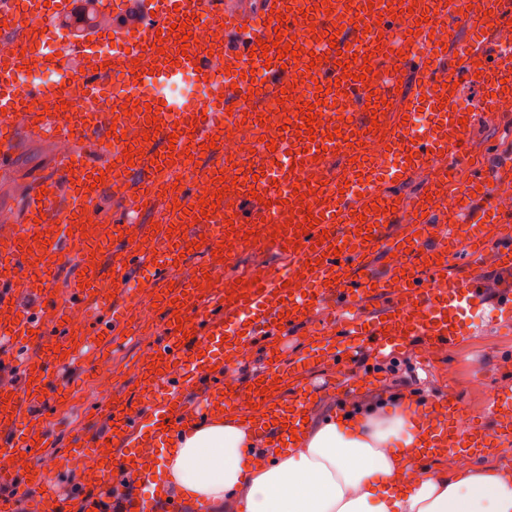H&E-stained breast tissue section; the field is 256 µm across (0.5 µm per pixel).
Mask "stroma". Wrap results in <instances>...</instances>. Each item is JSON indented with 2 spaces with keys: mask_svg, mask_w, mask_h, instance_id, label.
<instances>
[{
  "mask_svg": "<svg viewBox=\"0 0 512 512\" xmlns=\"http://www.w3.org/2000/svg\"><path fill=\"white\" fill-rule=\"evenodd\" d=\"M468 153L469 161L448 162L451 189L464 187L471 173V161L491 162L512 154V112L495 117L478 115L468 134ZM59 159L58 145L52 137L17 132L10 158L6 166L0 167V215L18 211L35 180L52 172ZM474 321L476 332L465 344L443 349L424 363L415 347H408L403 357L411 369L401 379L379 372L373 385L353 394L329 387L335 373L333 367L313 369L308 380L318 387L319 393L311 422L334 413L355 412L372 403L397 399L426 401L452 390L474 419L485 428H492L491 395L494 390L512 384V324L496 322L490 305L477 313ZM151 344L150 335L135 332L105 343L103 352L108 366L102 371H93L80 363L49 368V387L42 410L49 420L53 445L37 449L35 456L48 487L62 492L83 489L82 462L63 466L57 464L56 458L64 449L88 444V419L96 404L111 395L113 389L135 393L136 375L130 367L148 353ZM62 391L67 392V399H59Z\"/></svg>",
  "mask_w": 512,
  "mask_h": 512,
  "instance_id": "1",
  "label": "stroma"
}]
</instances>
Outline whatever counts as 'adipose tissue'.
I'll use <instances>...</instances> for the list:
<instances>
[{"instance_id":"adipose-tissue-1","label":"adipose tissue","mask_w":512,"mask_h":512,"mask_svg":"<svg viewBox=\"0 0 512 512\" xmlns=\"http://www.w3.org/2000/svg\"><path fill=\"white\" fill-rule=\"evenodd\" d=\"M429 423L405 406L326 417L282 452L227 416L183 432L162 462L170 484L213 512H512V473L419 469Z\"/></svg>"}]
</instances>
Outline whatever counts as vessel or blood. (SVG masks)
<instances>
[{"instance_id": "obj_1", "label": "vessel or blood", "mask_w": 512, "mask_h": 512, "mask_svg": "<svg viewBox=\"0 0 512 512\" xmlns=\"http://www.w3.org/2000/svg\"><path fill=\"white\" fill-rule=\"evenodd\" d=\"M388 2L321 0L312 14L307 0H263L266 15L258 23L221 0H151L134 32L75 40L57 25L70 0H0V43L9 47L0 54V166L21 130L52 135L63 147L58 167L33 185L21 215L0 223V343L15 349L39 344L22 371L23 386L0 389V457L13 461L0 472V483L29 490L34 475L25 457L49 444L41 410L47 367L59 351L92 344L99 335L141 328L156 341L137 368L135 396L116 392L106 403L109 429L92 441L96 469L86 478L83 512L113 496L111 476L148 483L166 440L212 413L234 409L237 417L252 419L260 440L276 446L291 438L311 411L305 377L316 362L340 363L365 348L395 355L410 342L430 352L472 335L466 313L485 305V283L449 273L447 261L464 244L473 262L489 259L512 273V156L475 165L452 198L448 152L466 153L469 129L462 119L480 111L496 115L512 99V48L488 44L512 22V0H479L471 9L463 0H403L401 13ZM430 14L434 23H448V40L432 37L433 23L424 21ZM199 18L223 24L220 52L196 41L183 44L170 30ZM373 27L396 39L397 57L370 51ZM276 40L314 50L322 87H335L358 131L377 127L397 162L355 159L347 137L334 135L324 113H317L309 135L294 118L276 149L259 150L263 176L241 192L234 208L203 209L199 181L207 180L213 193L223 186L225 125L249 98L292 86L297 60L278 57ZM259 41L268 44L267 55L253 54ZM356 55L367 56L381 73L379 85L344 76L343 64ZM144 56L149 65H139ZM74 57L83 63L77 77L69 65ZM35 67L53 74L54 82L20 88L21 73ZM250 67L258 83L246 78ZM397 67L413 78L408 95L384 78ZM76 79L101 107L65 120L53 107L68 103ZM186 80L192 92L167 94V87ZM460 81L481 88L476 108L460 104ZM127 97L139 111L114 115L113 99ZM419 110L430 119L414 132L407 117ZM74 139L84 150L71 149ZM201 159L207 162L202 169ZM425 170L424 196L401 208L394 186ZM311 173L324 176L323 202H315L306 183ZM98 176L117 204L108 219L97 210L92 180ZM286 183L298 185V193L283 192ZM170 193L175 204L159 211L155 224L140 223L143 206ZM309 214L314 228L299 233ZM249 232L257 249H277L279 265L227 273ZM107 252L114 266L108 278L99 268ZM195 254L201 260L192 274L180 276L186 257ZM379 254L387 256L388 271L377 278L366 269ZM71 258L78 272L60 284L59 270ZM131 268L151 275L128 281ZM29 284L51 304L30 311L17 305L18 290ZM62 285L68 299L59 304ZM116 290L122 303L112 297ZM374 296L384 299L385 316L357 311L361 299ZM145 304L163 311L162 323L131 322V313ZM320 312L327 323L309 334L299 357L286 361L271 348L261 386L228 388L223 369L239 354ZM491 401L490 430L462 420L453 394L420 407L434 445L415 449L412 464L426 466L441 452L511 447L512 389H497Z\"/></svg>"}]
</instances>
